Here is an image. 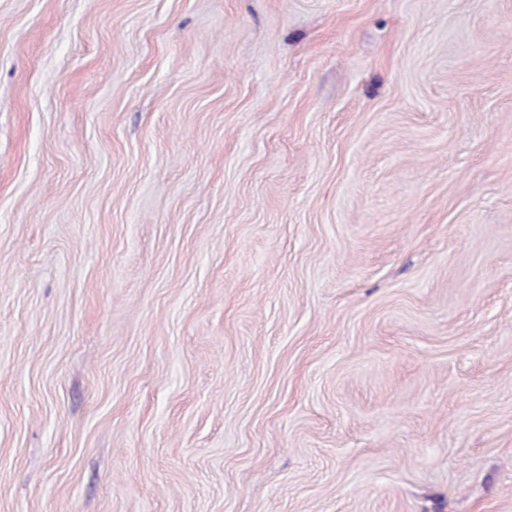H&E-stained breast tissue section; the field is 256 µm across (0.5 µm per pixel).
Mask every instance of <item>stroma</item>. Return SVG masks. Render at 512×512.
I'll return each mask as SVG.
<instances>
[{
  "instance_id": "stroma-1",
  "label": "stroma",
  "mask_w": 512,
  "mask_h": 512,
  "mask_svg": "<svg viewBox=\"0 0 512 512\" xmlns=\"http://www.w3.org/2000/svg\"><path fill=\"white\" fill-rule=\"evenodd\" d=\"M0 512H512V0H0Z\"/></svg>"
}]
</instances>
